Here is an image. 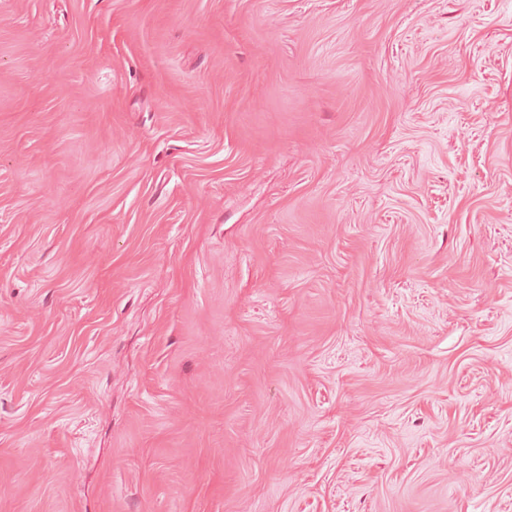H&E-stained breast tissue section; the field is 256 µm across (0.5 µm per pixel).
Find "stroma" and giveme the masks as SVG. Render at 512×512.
Wrapping results in <instances>:
<instances>
[{"label": "stroma", "mask_w": 512, "mask_h": 512, "mask_svg": "<svg viewBox=\"0 0 512 512\" xmlns=\"http://www.w3.org/2000/svg\"><path fill=\"white\" fill-rule=\"evenodd\" d=\"M0 512H512V0H0Z\"/></svg>", "instance_id": "1"}]
</instances>
